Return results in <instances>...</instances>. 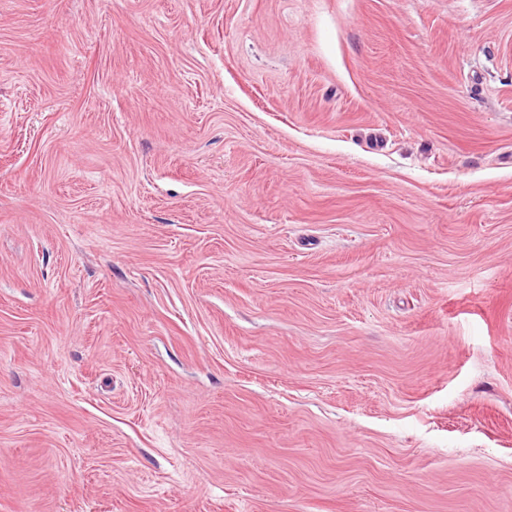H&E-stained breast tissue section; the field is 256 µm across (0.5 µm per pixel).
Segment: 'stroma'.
I'll return each instance as SVG.
<instances>
[{"mask_svg": "<svg viewBox=\"0 0 512 512\" xmlns=\"http://www.w3.org/2000/svg\"><path fill=\"white\" fill-rule=\"evenodd\" d=\"M0 512H512V0H0Z\"/></svg>", "mask_w": 512, "mask_h": 512, "instance_id": "1", "label": "stroma"}]
</instances>
